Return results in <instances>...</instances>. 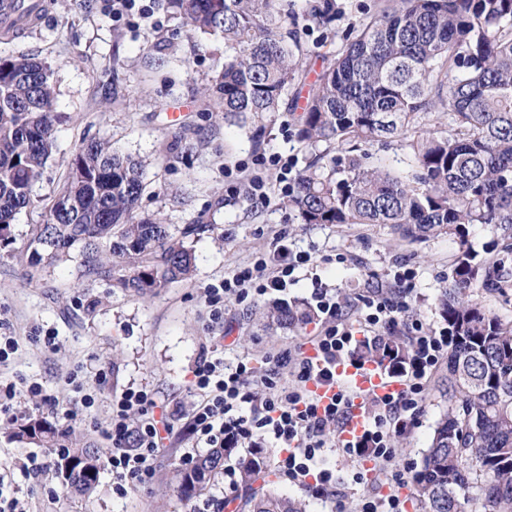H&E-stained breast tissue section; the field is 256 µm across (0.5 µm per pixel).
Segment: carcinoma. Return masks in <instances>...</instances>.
Masks as SVG:
<instances>
[{
    "label": "carcinoma",
    "mask_w": 512,
    "mask_h": 512,
    "mask_svg": "<svg viewBox=\"0 0 512 512\" xmlns=\"http://www.w3.org/2000/svg\"><path fill=\"white\" fill-rule=\"evenodd\" d=\"M195 34L221 37L234 55L204 89L224 121L280 111L303 78L299 49L282 34L279 0H164ZM53 91L48 68L30 57L0 60V245L31 204L34 181L53 153ZM297 137L313 150L288 194L301 224H383L402 241L442 234L458 240L452 281L438 310L448 325V408L414 475L425 512H465L471 463L479 467L484 512H512V325L478 303L512 288V0H387L380 16L350 29L342 51L311 85ZM429 112H446L447 129L406 142L412 173L369 162L360 144L406 138ZM344 155L330 158L321 144ZM143 169L107 142L82 146L49 220L31 230L27 264L40 270L77 252L79 277L110 281L137 296L158 293L191 275L194 252L155 215L137 212ZM490 224L497 239L485 254L467 226ZM267 317L279 326L309 323L312 311L276 302ZM21 443L56 448V474L67 492L97 487L103 449L88 438L28 417L12 432ZM229 448H213L179 471L190 498L221 470ZM264 460L238 458L251 485ZM247 512H305L298 500L271 491L250 496Z\"/></svg>",
    "instance_id": "obj_1"
}]
</instances>
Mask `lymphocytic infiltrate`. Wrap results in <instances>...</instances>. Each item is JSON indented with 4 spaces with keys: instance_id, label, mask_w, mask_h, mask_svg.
<instances>
[{
    "instance_id": "1",
    "label": "lymphocytic infiltrate",
    "mask_w": 512,
    "mask_h": 512,
    "mask_svg": "<svg viewBox=\"0 0 512 512\" xmlns=\"http://www.w3.org/2000/svg\"><path fill=\"white\" fill-rule=\"evenodd\" d=\"M310 256L290 247L287 237L273 240L269 250L219 285L205 290L211 321L224 317V300L255 302L283 291L294 282V273L308 264ZM321 328L313 342L316 358H309L303 344L268 355V368L255 375L245 361L225 364L213 350H203L189 388L199 395L190 414L187 431L193 444L211 448H277L274 468L279 477L303 487L312 498L341 496L351 485H362L369 471L391 477L393 493L373 497L360 494L357 512H403L398 490L407 486L396 465L394 442L409 432L423 411L429 382L448 353V331L411 320L406 292L384 287L370 289L355 315L345 313L337 290L322 286L312 293ZM381 347L377 365L400 379L404 389L391 396L364 400L368 425L363 434L338 446L336 434L344 409H318L307 385L330 381L337 362L364 367L368 358L361 350ZM38 399L41 408L60 414L64 403L41 383L24 378L0 385V415L14 418L17 404ZM182 403L159 405L144 390L129 389L113 400L105 435L112 445L107 464L115 480L114 490L125 496L147 486L155 476L156 462L165 448L166 436L182 412ZM340 447L352 464L340 475L326 464V451Z\"/></svg>"
}]
</instances>
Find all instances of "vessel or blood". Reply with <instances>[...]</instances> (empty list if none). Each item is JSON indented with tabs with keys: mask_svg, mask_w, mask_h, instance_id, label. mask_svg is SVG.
<instances>
[{
	"mask_svg": "<svg viewBox=\"0 0 512 512\" xmlns=\"http://www.w3.org/2000/svg\"><path fill=\"white\" fill-rule=\"evenodd\" d=\"M45 10L43 0H31L27 12H20L18 0H0V32L12 34L29 29L32 21L38 20ZM308 388L319 399L321 405H328L342 394H354L355 399L347 420L338 436L339 442L346 443L361 435L366 426V417L361 409L365 397L401 392V382L387 376L373 367L356 368L347 363L336 366L334 384L309 383Z\"/></svg>",
	"mask_w": 512,
	"mask_h": 512,
	"instance_id": "b4317fda",
	"label": "vessel or blood"
}]
</instances>
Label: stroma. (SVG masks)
I'll return each instance as SVG.
<instances>
[{"label": "stroma", "mask_w": 512, "mask_h": 512, "mask_svg": "<svg viewBox=\"0 0 512 512\" xmlns=\"http://www.w3.org/2000/svg\"><path fill=\"white\" fill-rule=\"evenodd\" d=\"M327 3L336 19L325 28L313 12ZM283 5L285 26L294 32L310 84L341 48L342 33L379 13L384 0H283ZM156 17L154 28L130 25L113 21L100 0H51L35 28L0 39V58L24 55L49 65L56 138V150L34 185L32 205L12 224V244L0 249V336L17 340L7 365H0V382L24 377L70 401L75 420L51 414L48 422L68 425L103 449L110 446L104 430L111 403L122 391L143 389L158 401H179L189 409L195 401L188 391L191 370L205 347L221 344L225 361L244 358L260 370L270 351L313 335V324L302 333L272 325L265 308L275 301L310 304L315 284L338 290L354 305L368 289L392 284L395 272L410 269L415 276L405 286L412 316L444 327L437 299L449 285L457 249L445 235L404 242L380 224L298 223L285 205L279 168L256 163L277 153L293 172L304 168L309 152L297 137L294 114L284 109L243 124L225 122L202 95L224 66L223 40L188 34L164 7H157ZM173 112L179 113L178 122L170 121ZM92 140L108 141L140 161L142 213L160 216L175 231L199 225V233L185 240L196 255L189 279L138 297L108 282L78 279L70 257L36 273L18 260L32 225L46 222L75 153ZM254 175L262 178L264 194L254 193L249 182ZM283 233L291 248L311 256L309 265L297 270V283L253 304L225 300L223 323L210 322L204 303L208 285L249 265ZM49 332L59 340L57 351H47L41 342ZM102 367L111 372L109 384L93 407H83L68 379L76 374L93 380ZM447 374L446 367L438 368L423 412L400 439L397 460L408 471L419 469L448 403L442 384ZM14 427L0 416V467L17 473L31 455L48 463L37 480L17 474L22 512L191 510L177 492L178 459L188 448L182 426H175L167 441L153 483L124 497L115 493L106 467L91 495L68 493L55 474L50 449L11 440ZM268 490L304 501L307 512L337 510L335 498H310L270 470L249 486H233L216 475L201 496L223 500V512H240L251 494Z\"/></svg>", "instance_id": "35a3bbf8"}]
</instances>
